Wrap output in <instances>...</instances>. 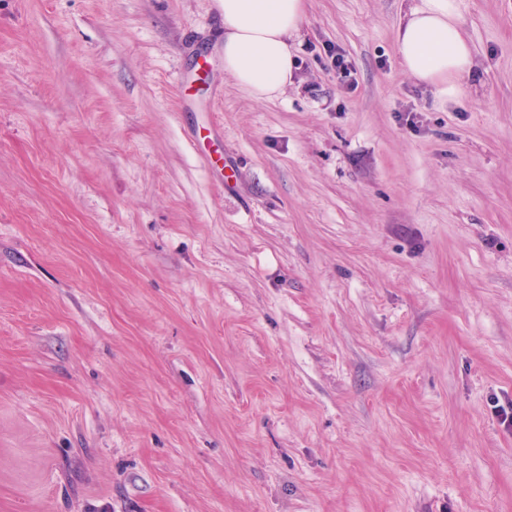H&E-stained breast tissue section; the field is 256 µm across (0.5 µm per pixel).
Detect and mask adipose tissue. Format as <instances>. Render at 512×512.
I'll return each instance as SVG.
<instances>
[{"instance_id":"1","label":"adipose tissue","mask_w":512,"mask_h":512,"mask_svg":"<svg viewBox=\"0 0 512 512\" xmlns=\"http://www.w3.org/2000/svg\"><path fill=\"white\" fill-rule=\"evenodd\" d=\"M224 71L259 101L281 93L294 61L288 40L305 16L304 0H220ZM400 64L416 81L455 98L473 70V48L457 0H416L396 31Z\"/></svg>"}]
</instances>
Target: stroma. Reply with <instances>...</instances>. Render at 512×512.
Returning a JSON list of instances; mask_svg holds the SVG:
<instances>
[{
	"label": "stroma",
	"mask_w": 512,
	"mask_h": 512,
	"mask_svg": "<svg viewBox=\"0 0 512 512\" xmlns=\"http://www.w3.org/2000/svg\"><path fill=\"white\" fill-rule=\"evenodd\" d=\"M410 4L257 101L218 0H0V512H512V0L451 101Z\"/></svg>",
	"instance_id": "stroma-1"
}]
</instances>
